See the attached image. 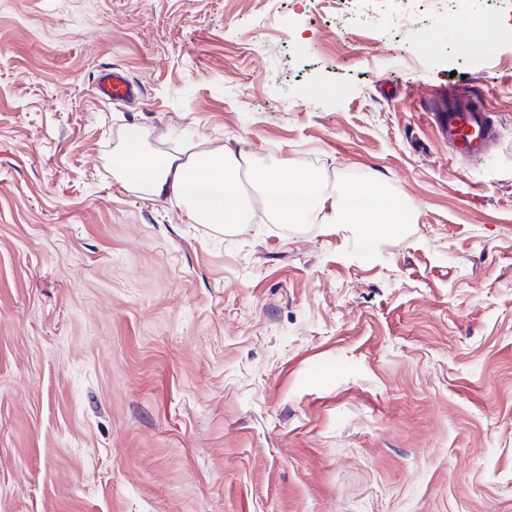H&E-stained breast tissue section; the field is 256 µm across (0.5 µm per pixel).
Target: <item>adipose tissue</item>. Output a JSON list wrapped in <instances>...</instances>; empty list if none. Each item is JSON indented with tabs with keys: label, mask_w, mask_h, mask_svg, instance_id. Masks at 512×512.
I'll list each match as a JSON object with an SVG mask.
<instances>
[{
	"label": "adipose tissue",
	"mask_w": 512,
	"mask_h": 512,
	"mask_svg": "<svg viewBox=\"0 0 512 512\" xmlns=\"http://www.w3.org/2000/svg\"><path fill=\"white\" fill-rule=\"evenodd\" d=\"M117 177L131 183L143 197L165 195L183 207L189 221L223 227L248 216L242 180L259 188L267 215L278 224L299 223L309 214L328 211L330 218L362 225L368 237L409 223L411 210L385 194L377 182L351 187L343 196L327 198L321 181L306 171L288 173L261 167L228 145L203 147L192 140L167 150H149L140 129L129 130L113 155ZM358 196L380 199V206L358 209Z\"/></svg>",
	"instance_id": "ef3b65f1"
}]
</instances>
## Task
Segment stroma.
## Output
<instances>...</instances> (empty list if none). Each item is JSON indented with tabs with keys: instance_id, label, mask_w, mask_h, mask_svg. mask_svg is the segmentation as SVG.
<instances>
[{
	"instance_id": "obj_1",
	"label": "stroma",
	"mask_w": 512,
	"mask_h": 512,
	"mask_svg": "<svg viewBox=\"0 0 512 512\" xmlns=\"http://www.w3.org/2000/svg\"><path fill=\"white\" fill-rule=\"evenodd\" d=\"M512 0H0V512H512ZM108 66L143 89L104 102ZM479 99L481 159L424 116ZM188 130L366 238L193 224L112 171ZM367 197L381 199L383 204L368 209L352 206L368 207L378 203L377 200ZM410 216L411 209L404 201L386 195L376 181H368L351 187L342 197L333 198L327 220L336 219V224H340L337 222L339 219L344 224H362L367 237L374 238L380 231L396 230L402 224H408Z\"/></svg>"
}]
</instances>
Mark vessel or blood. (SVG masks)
I'll list each match as a JSON object with an SVG mask.
<instances>
[{
	"instance_id": "vessel-or-blood-1",
	"label": "vessel or blood",
	"mask_w": 512,
	"mask_h": 512,
	"mask_svg": "<svg viewBox=\"0 0 512 512\" xmlns=\"http://www.w3.org/2000/svg\"><path fill=\"white\" fill-rule=\"evenodd\" d=\"M98 94L106 100L137 98L141 88L116 68L103 70L96 83ZM429 123L457 156L477 159L486 154L495 133L484 107L473 99L449 95L427 112Z\"/></svg>"
}]
</instances>
